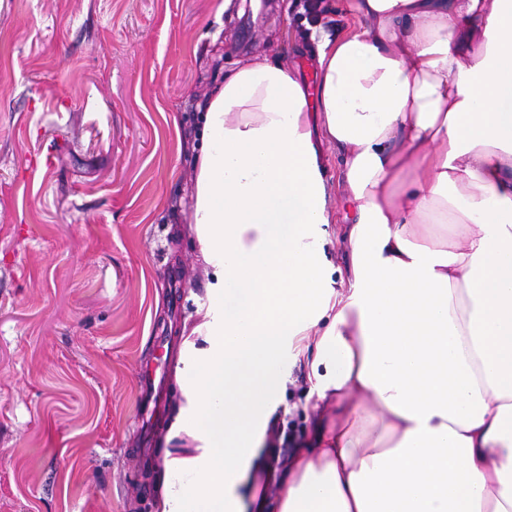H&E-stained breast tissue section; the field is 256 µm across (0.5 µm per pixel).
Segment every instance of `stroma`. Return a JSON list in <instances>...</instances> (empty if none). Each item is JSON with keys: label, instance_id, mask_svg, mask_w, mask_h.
Instances as JSON below:
<instances>
[{"label": "stroma", "instance_id": "obj_1", "mask_svg": "<svg viewBox=\"0 0 512 512\" xmlns=\"http://www.w3.org/2000/svg\"><path fill=\"white\" fill-rule=\"evenodd\" d=\"M223 4L0 0V512H154L205 300L199 106L260 50L315 84L299 0H252L249 23ZM308 372L270 422L284 452L317 413Z\"/></svg>", "mask_w": 512, "mask_h": 512}]
</instances>
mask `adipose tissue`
Listing matches in <instances>:
<instances>
[{"mask_svg":"<svg viewBox=\"0 0 512 512\" xmlns=\"http://www.w3.org/2000/svg\"><path fill=\"white\" fill-rule=\"evenodd\" d=\"M351 8L352 31L310 27L315 93L257 53L200 116L208 281L168 433L191 446L166 452L155 512H512V0ZM289 349L334 415L279 472ZM326 163H325V178L329 190V194L333 203L340 197L341 186L339 181V160L336 152L324 148ZM338 224H343L342 213L336 209V224H330L328 227V231L330 233V238L334 241L332 245H329L327 248V259L336 267H340L343 270H346L349 261V255L347 250L342 246V244L336 238V233L338 229Z\"/></svg>","mask_w":512,"mask_h":512,"instance_id":"adipose-tissue-1","label":"adipose tissue"}]
</instances>
